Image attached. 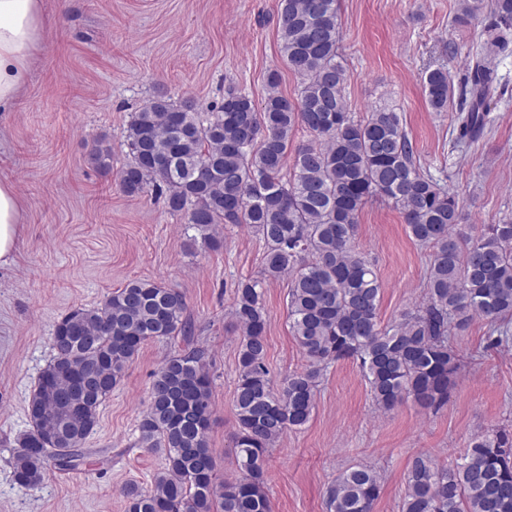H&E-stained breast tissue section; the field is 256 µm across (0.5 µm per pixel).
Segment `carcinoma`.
I'll list each match as a JSON object with an SVG mask.
<instances>
[{
    "label": "carcinoma",
    "mask_w": 512,
    "mask_h": 512,
    "mask_svg": "<svg viewBox=\"0 0 512 512\" xmlns=\"http://www.w3.org/2000/svg\"><path fill=\"white\" fill-rule=\"evenodd\" d=\"M491 7L497 24L511 29L512 0H491ZM484 8L485 0H459L455 22L472 24ZM278 23L284 57L302 78L297 99L278 91L275 71L259 106L230 91L220 106L201 112L193 103L178 105L157 94L127 127L130 160L120 171V185L130 196L164 193L168 210L186 216L205 248L219 245L220 224H244L258 236L265 246V276H290L288 319L308 365L272 378L262 281L238 282L232 452L240 476L223 482L216 473L208 352L189 341L152 375L138 442L161 451L164 467L150 488H122L128 512H271L266 453L287 431L309 422L328 364L358 361L374 404L384 411L409 398L438 409L461 369L453 330L478 317L491 325L490 344L512 340V222L469 234L456 198L416 166L396 112L376 108L362 120L351 117L338 0H281ZM507 44L498 35L475 52L463 137L484 126L493 95L488 57ZM423 87L435 111L448 110V71L427 72ZM300 128L309 140L294 146ZM291 147L294 163L287 172ZM91 160L109 172L111 148L98 142ZM373 197L398 207L414 239L431 248L424 302L386 327L378 319L381 283L356 245L359 213ZM186 312L177 289L136 279L57 322L53 357L28 401L25 451L13 456L16 485L40 487L50 458L61 470L78 464L100 406L143 345L189 337ZM380 493L375 469L351 466L328 487L327 512H373ZM400 512H512V431L499 427L476 436L448 466L415 457Z\"/></svg>",
    "instance_id": "carcinoma-1"
}]
</instances>
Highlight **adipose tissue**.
I'll list each match as a JSON object with an SVG mask.
<instances>
[{"mask_svg": "<svg viewBox=\"0 0 512 512\" xmlns=\"http://www.w3.org/2000/svg\"><path fill=\"white\" fill-rule=\"evenodd\" d=\"M42 0H0V112L12 111L43 48ZM22 203L14 185L0 180V267L14 263Z\"/></svg>", "mask_w": 512, "mask_h": 512, "instance_id": "adipose-tissue-1", "label": "adipose tissue"}]
</instances>
